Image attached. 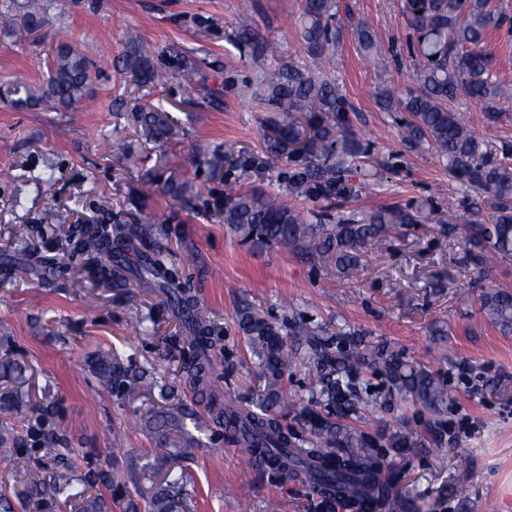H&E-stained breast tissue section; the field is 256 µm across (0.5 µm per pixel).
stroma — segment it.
<instances>
[{
  "mask_svg": "<svg viewBox=\"0 0 512 512\" xmlns=\"http://www.w3.org/2000/svg\"><path fill=\"white\" fill-rule=\"evenodd\" d=\"M304 0H47L39 39L0 38V90L15 80L44 82L58 42L92 45L95 77L90 100L59 111L20 110L0 102V357L26 366L33 414L13 423L16 453L0 457V494L22 489L20 469L46 470L39 433L72 448L76 474L104 470L121 478L130 461L162 454L145 425L160 398L118 403L91 375L89 358L117 348L137 365L159 349L181 347V314L165 294L137 286L112 287L95 270L106 256L77 254L92 220L122 212L135 219L137 251L163 255L181 282L211 312V340L224 390L249 403L262 380L239 331L236 311L248 304L289 329L320 326L330 333L387 343L433 371L448 390V408L432 415L409 399L390 407L339 416L348 430L366 435L374 455L399 469V480L379 512H512V335L501 334L480 312L489 288L512 290V261L469 243L463 188L445 161L406 145L396 113L380 94L398 97L416 87L414 52L407 39L402 0H333L340 21L329 66L305 50L299 17ZM503 14L491 38L500 80L512 84V0H491ZM253 37L243 43L239 17ZM370 48H362L359 30ZM153 44L154 80L138 84L117 60L132 40ZM199 80L176 78L179 60ZM293 64L325 73L353 106L345 124L368 151L341 177L344 209L370 210L392 203L431 200L455 204L452 234L416 224L379 238L358 252L349 273L323 259L269 248L255 252L228 233L217 205L229 189L290 194L291 165L269 162L265 150L277 112L243 94L263 69ZM162 106L178 133L162 150L180 177L198 192L185 208L163 191L165 176L146 150L133 117L136 106ZM126 137L128 159L112 157L107 139ZM244 154L253 165L225 162L215 178L214 153ZM371 178L374 189L359 186ZM73 212L68 230L52 216ZM447 335H434L436 324ZM181 362L161 373L180 401L184 438L196 453L188 462L193 512H316L302 482H283L247 466L245 452L228 441L205 406L192 402ZM408 434L416 448L388 440Z\"/></svg>",
  "mask_w": 512,
  "mask_h": 512,
  "instance_id": "1",
  "label": "stroma"
}]
</instances>
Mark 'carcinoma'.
I'll return each mask as SVG.
<instances>
[{
  "mask_svg": "<svg viewBox=\"0 0 512 512\" xmlns=\"http://www.w3.org/2000/svg\"><path fill=\"white\" fill-rule=\"evenodd\" d=\"M407 28L417 44L416 72L418 87L406 90L398 103L384 98L389 110L406 112L404 140L413 148L426 146L448 161V172L475 197L492 205V222L475 227V239L482 249L501 260L512 258V148L498 149L479 138L449 104L459 90L486 106L487 127H494L502 116L497 107L508 91L497 79L494 53L489 49L487 33L501 25L502 14L489 8V0H404ZM331 0H305L301 17V38L307 53L322 58L334 46L330 21ZM47 23L44 0H23L6 21L3 33L14 37L39 35ZM153 49L146 43L130 45L122 56L123 70L142 83L153 80L150 56ZM92 62L77 46L60 45L53 50L52 67L47 81L39 85L17 82L7 90L9 103L16 108L37 106L70 108L82 102L91 91ZM255 97L279 112L275 136L269 138V158L284 157L283 141L301 144L299 153L315 160V165L293 173V191L329 199L332 190L351 162L365 152L356 135L342 121L351 109L346 96L325 76H316L294 65L277 66L263 74ZM140 136L160 143L173 136L176 123L167 110L148 106L134 116ZM162 170L170 171L164 191L183 199L193 190L190 181L170 170L161 157ZM228 232L238 243L256 251L270 247L311 252L333 264L341 273L355 267V249L363 248L380 237L414 224H437L445 230L451 216L432 201H409L381 206L369 212H336L327 205L303 211L286 202L279 192L262 195L230 190L218 206ZM134 230L112 215V222H101L80 242L86 255L101 253L113 244L115 255L108 279L112 287L123 288L134 276L142 288L166 293L184 317L187 336L180 350L182 369L189 384L204 395L213 420L234 435L240 436L249 465L271 467L283 481L303 479L320 498L322 512H335L344 504L350 512H372L389 495L397 473L384 475L385 464L368 448L363 436L341 434L340 427L319 418L304 408L310 438L303 439L288 431L281 420L294 411L288 399L283 377L288 366V349L281 328L249 305L237 310L238 327L247 339L260 365L263 388L255 403L243 406L231 397L219 403L223 391L221 377L215 373L210 354V311L186 296L184 285L166 266L162 256L133 262L131 250ZM480 313L503 334H512V292L490 288L481 297ZM293 335L305 340L311 350V398L325 405L352 410L366 405L354 390V380L361 368L383 371L405 398L434 414L448 407V390L431 370L409 361L404 354L384 343L366 345L362 338L347 335L348 348L339 349L336 337L324 336L306 325H297ZM88 366L99 384L121 402H130L159 390L169 400L174 390L158 383L155 368L136 365L132 357L115 349L97 351ZM26 367L5 359L0 364V379L15 387L0 394V413L4 420L19 421L27 416L29 400L20 384L25 382ZM181 407L161 409L147 417L145 426L166 444L181 433L178 412ZM43 456L56 463L52 475L53 491L76 498L78 512H109L107 501L123 512H191L188 485L190 476L184 462L193 455L186 441L165 455L130 469L126 478L106 481L87 473L81 479L83 490L71 493L72 468L65 461L67 449L59 439L46 435ZM148 483V492L135 499L129 486L139 488ZM23 495L31 512H42L45 485L42 474L29 470L22 477ZM110 490L105 495L99 486Z\"/></svg>",
  "mask_w": 512,
  "mask_h": 512,
  "instance_id": "1",
  "label": "carcinoma"
}]
</instances>
